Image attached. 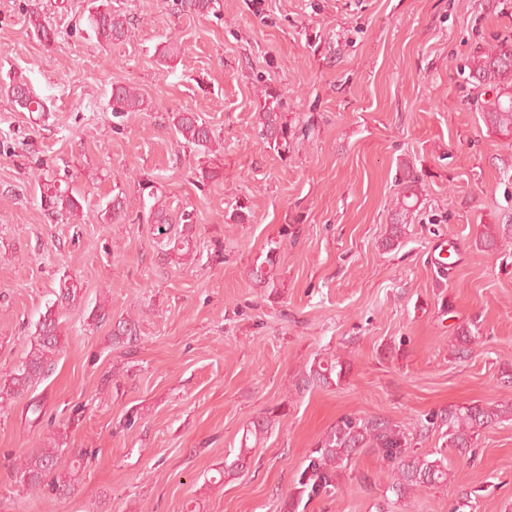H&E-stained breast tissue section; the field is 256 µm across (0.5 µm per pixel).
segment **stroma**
I'll return each mask as SVG.
<instances>
[{
  "label": "stroma",
  "mask_w": 512,
  "mask_h": 512,
  "mask_svg": "<svg viewBox=\"0 0 512 512\" xmlns=\"http://www.w3.org/2000/svg\"><path fill=\"white\" fill-rule=\"evenodd\" d=\"M102 4L128 21L108 47L88 23ZM33 11L54 42L28 28ZM507 36L512 0H217L204 15L174 0H0V374L60 285L82 289L46 377L0 411V512H284L295 472L346 416L399 425L419 451H446L453 475L398 502L365 448L306 512H512V417L468 458L439 421L512 403V137L481 109L512 83L468 79L478 48ZM19 76L46 111L4 95ZM119 83L151 110L113 117ZM268 83L295 133L285 155L256 133ZM182 111L215 130L213 155L178 141L169 118ZM209 161L220 174L199 181ZM410 174L418 201L388 249ZM44 176L81 191L77 223L41 208ZM148 181L191 216L185 256L146 221ZM120 192L115 224L104 209ZM272 248L266 285L251 271ZM124 320L138 336L114 343ZM336 358L342 380L301 383ZM277 405L286 417L231 471L247 424ZM37 448L78 459L69 496L19 483Z\"/></svg>",
  "instance_id": "35a3bbf8"
}]
</instances>
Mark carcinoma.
<instances>
[{"mask_svg": "<svg viewBox=\"0 0 512 512\" xmlns=\"http://www.w3.org/2000/svg\"><path fill=\"white\" fill-rule=\"evenodd\" d=\"M28 26L40 38L49 44L55 40L56 33L50 23L38 13H32L27 19ZM90 26L97 39L110 45L123 40L127 27L125 20L112 10H98L90 17ZM470 77L479 84L500 83L512 77V40L503 39L488 49L473 55L470 65ZM8 93L20 109L26 112H42L45 102L24 81L18 80L8 86ZM112 115L121 118L127 112L145 110L144 98L131 85L118 84L112 87ZM487 119L491 128L505 134L512 133V95L508 101L494 100L486 107ZM172 126L180 139L201 151L212 153L215 141L212 129L196 112H176L171 116ZM258 133L269 147L277 153L289 151L294 139L292 127L288 124V113L284 112L283 95L276 89L263 91L262 103L258 112ZM410 177L400 197L396 198L398 223L393 225L386 247L395 245L402 236L412 205L408 199L414 196ZM154 199L149 219L157 226L158 233L164 235L168 225L175 223L173 213L161 196L150 191ZM41 204L49 214L68 221H74L83 209V196L72 187L58 185L45 180L40 186ZM81 288L69 281L59 288L57 305L63 309L74 306L80 301ZM61 314L51 308L43 315L37 329L36 341L32 343L21 364L0 377V404L22 393L38 382L48 372L49 367L61 350ZM344 364L328 360L310 367L302 382L309 385L314 382L328 384L341 378ZM512 414V404L496 407L462 406L451 407L440 422L448 427V447L459 454L469 452L474 438L480 431L495 423L506 414ZM278 409L267 412L261 419L252 422L246 435L258 437L268 432L272 422L276 421ZM361 448H376L392 467V481L388 491L398 501L407 499L418 490L437 488L448 484V458L432 457L430 453H419L411 448L408 435L399 426L388 420L375 418L368 421L347 416L331 427L318 442L317 448L309 456L306 466L301 468L294 479V487L288 496V512H299L302 502H311L322 496L336 492L337 481L351 460ZM77 470L76 461L63 457L61 448H42L28 454L17 468L19 482L30 491L47 489L51 494L61 497L70 494Z\"/></svg>", "mask_w": 512, "mask_h": 512, "instance_id": "1", "label": "carcinoma"}]
</instances>
